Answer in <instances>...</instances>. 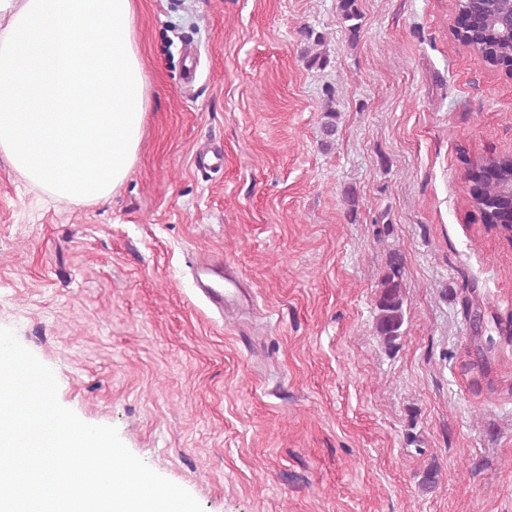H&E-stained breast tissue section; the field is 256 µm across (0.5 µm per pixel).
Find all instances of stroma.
<instances>
[{"label":"stroma","instance_id":"stroma-1","mask_svg":"<svg viewBox=\"0 0 512 512\" xmlns=\"http://www.w3.org/2000/svg\"><path fill=\"white\" fill-rule=\"evenodd\" d=\"M137 4L126 181L60 206L0 155V328L203 512H512V241L462 178L512 153V73L456 41V0H357L355 38L339 0ZM212 141L224 165L199 170ZM206 255L253 306L209 308ZM403 286V263L400 254L394 253L387 264L380 282V292L375 303V331L389 350H396L403 334L406 309Z\"/></svg>","mask_w":512,"mask_h":512}]
</instances>
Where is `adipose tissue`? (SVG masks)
<instances>
[{
	"label": "adipose tissue",
	"instance_id": "1",
	"mask_svg": "<svg viewBox=\"0 0 512 512\" xmlns=\"http://www.w3.org/2000/svg\"><path fill=\"white\" fill-rule=\"evenodd\" d=\"M134 0H0V154L57 204L110 197L134 166L149 83Z\"/></svg>",
	"mask_w": 512,
	"mask_h": 512
}]
</instances>
